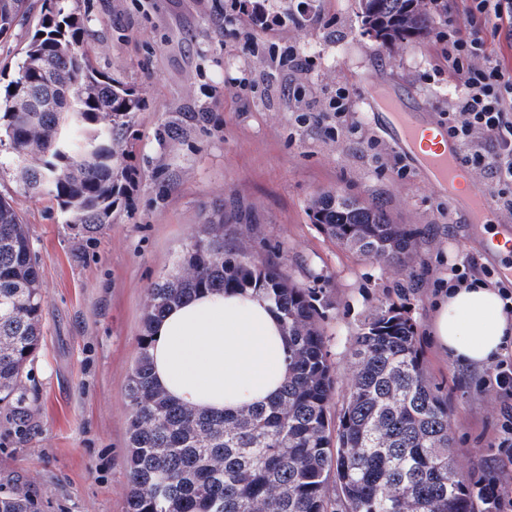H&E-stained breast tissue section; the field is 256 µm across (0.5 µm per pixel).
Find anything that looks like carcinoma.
Returning <instances> with one entry per match:
<instances>
[{
    "mask_svg": "<svg viewBox=\"0 0 512 512\" xmlns=\"http://www.w3.org/2000/svg\"><path fill=\"white\" fill-rule=\"evenodd\" d=\"M365 32L393 48L429 32L448 0H358ZM27 0H0V37ZM67 0L47 7L23 48L17 77L0 95V129L14 178L56 203L74 237L90 240L112 223L132 181L126 132L142 109L137 91L100 71ZM52 92L56 110L23 120L11 90L25 77ZM203 112H179L164 134ZM313 223L343 247L386 265H408L422 230L344 194H322ZM250 290L279 314L288 372L277 396L236 413L179 404L153 380L151 329L167 309L199 293ZM317 293L269 258L224 246L202 224L178 271L148 291L144 334L128 377L126 512H476L483 499L456 469L448 399L427 379L413 325L394 307L369 317L356 337L354 370L338 424L329 405L335 376ZM45 297L27 225L0 197V402L13 420L31 418L26 368L40 346ZM0 512H35L24 489L0 496Z\"/></svg>",
    "mask_w": 512,
    "mask_h": 512,
    "instance_id": "cac0c4a2",
    "label": "carcinoma"
}]
</instances>
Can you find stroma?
Listing matches in <instances>:
<instances>
[{
  "mask_svg": "<svg viewBox=\"0 0 512 512\" xmlns=\"http://www.w3.org/2000/svg\"><path fill=\"white\" fill-rule=\"evenodd\" d=\"M221 10H214V2ZM301 0H76L96 67L144 100L129 131L135 185L112 222L77 241L47 198L24 193L0 147V196L28 227L45 295L44 338L27 367L31 418L0 414V494L26 484L38 512H126L128 404L125 388L144 333L148 288L174 274L201 224L224 221L226 247L261 261L278 257L299 285L316 289L329 358L331 405L350 381L361 324L396 305L412 322L424 371L448 396L459 472L499 478L491 441L503 404L487 369L448 360L430 336L432 303L453 265L499 271L512 256L450 210L374 122L368 85L426 104L440 122L454 96L440 40L461 0H448L423 38L390 49L368 36L357 0H312L321 23H300ZM0 41V93L16 77L44 0ZM350 92V121L331 101ZM178 112L210 121L162 140ZM358 133H351L349 124ZM381 205L397 224L426 229L408 267H387L347 250L311 219L321 193Z\"/></svg>",
  "mask_w": 512,
  "mask_h": 512,
  "instance_id": "35a3bbf8",
  "label": "stroma"
}]
</instances>
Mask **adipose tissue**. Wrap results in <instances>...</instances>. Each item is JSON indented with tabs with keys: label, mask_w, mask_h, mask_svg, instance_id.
Here are the masks:
<instances>
[{
	"label": "adipose tissue",
	"mask_w": 512,
	"mask_h": 512,
	"mask_svg": "<svg viewBox=\"0 0 512 512\" xmlns=\"http://www.w3.org/2000/svg\"><path fill=\"white\" fill-rule=\"evenodd\" d=\"M430 334L451 362L479 368L512 341V318L496 288L481 281L449 288L434 301ZM153 374L176 400L234 411L280 388L288 347L268 302L252 292L197 295L154 325Z\"/></svg>",
	"instance_id": "obj_1"
}]
</instances>
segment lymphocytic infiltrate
<instances>
[{"instance_id": "lymphocytic-infiltrate-1", "label": "lymphocytic infiltrate", "mask_w": 512, "mask_h": 512, "mask_svg": "<svg viewBox=\"0 0 512 512\" xmlns=\"http://www.w3.org/2000/svg\"><path fill=\"white\" fill-rule=\"evenodd\" d=\"M464 21L449 20L448 70L456 93L444 117L450 137L464 149L474 172H492L493 195L512 216V64L495 52L493 39L512 41V0H463Z\"/></svg>"}]
</instances>
